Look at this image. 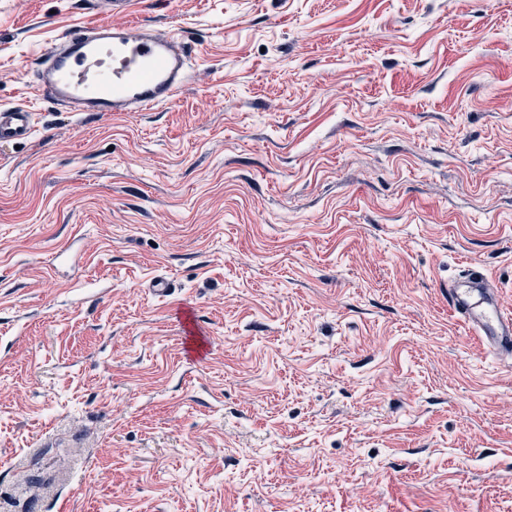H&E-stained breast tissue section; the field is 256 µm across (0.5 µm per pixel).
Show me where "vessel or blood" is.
Returning a JSON list of instances; mask_svg holds the SVG:
<instances>
[{"label": "vessel or blood", "instance_id": "1", "mask_svg": "<svg viewBox=\"0 0 512 512\" xmlns=\"http://www.w3.org/2000/svg\"><path fill=\"white\" fill-rule=\"evenodd\" d=\"M132 6L133 0H96L101 22L74 28L42 50L29 81L31 102L0 106V143L33 137L38 101L118 116L175 99L194 77L191 51L179 32L130 20ZM448 308L484 350L512 356V311L482 270L467 267L449 282Z\"/></svg>", "mask_w": 512, "mask_h": 512}]
</instances>
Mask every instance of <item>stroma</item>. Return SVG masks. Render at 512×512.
Listing matches in <instances>:
<instances>
[{"mask_svg": "<svg viewBox=\"0 0 512 512\" xmlns=\"http://www.w3.org/2000/svg\"><path fill=\"white\" fill-rule=\"evenodd\" d=\"M132 15L196 53L174 102L0 144V512H512V369L445 292L512 308V0ZM97 20L0 0V103ZM471 265L460 279L448 282V308L484 350L511 357L512 312L502 306L494 282Z\"/></svg>", "mask_w": 512, "mask_h": 512, "instance_id": "1", "label": "stroma"}]
</instances>
